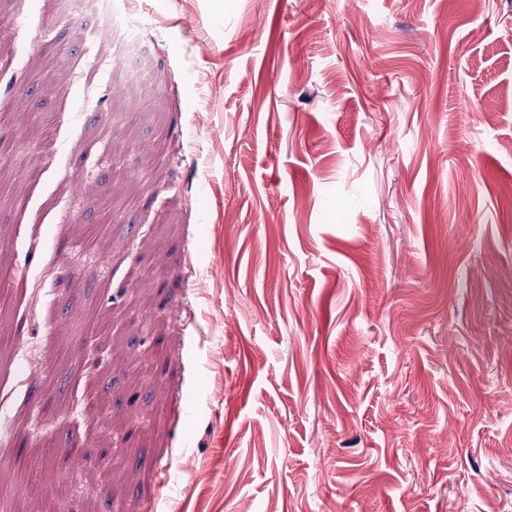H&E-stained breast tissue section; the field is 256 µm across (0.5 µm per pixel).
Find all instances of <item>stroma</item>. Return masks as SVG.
Masks as SVG:
<instances>
[{"label": "stroma", "instance_id": "obj_1", "mask_svg": "<svg viewBox=\"0 0 512 512\" xmlns=\"http://www.w3.org/2000/svg\"><path fill=\"white\" fill-rule=\"evenodd\" d=\"M133 7L0 0V512H512V0ZM129 2L123 1V7L112 4L109 20L96 32L98 40L108 41L113 48H117L116 61L139 45L142 38V23Z\"/></svg>", "mask_w": 512, "mask_h": 512}]
</instances>
